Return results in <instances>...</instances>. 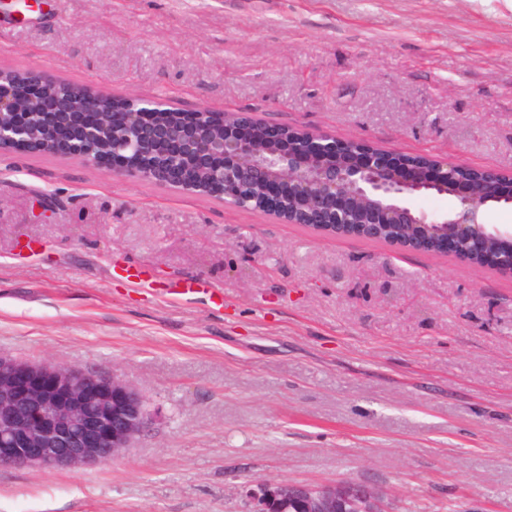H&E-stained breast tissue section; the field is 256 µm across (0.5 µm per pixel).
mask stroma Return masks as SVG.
<instances>
[{
    "mask_svg": "<svg viewBox=\"0 0 512 512\" xmlns=\"http://www.w3.org/2000/svg\"><path fill=\"white\" fill-rule=\"evenodd\" d=\"M0 67L512 169L505 0H8ZM196 279L223 307L168 300ZM1 355L120 375L157 416L108 463L0 467V512H249L256 480L512 512V278L449 255L1 152Z\"/></svg>",
    "mask_w": 512,
    "mask_h": 512,
    "instance_id": "1",
    "label": "stroma"
}]
</instances>
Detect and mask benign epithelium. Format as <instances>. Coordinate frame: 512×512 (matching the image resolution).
<instances>
[{"label": "benign epithelium", "instance_id": "benign-epithelium-1", "mask_svg": "<svg viewBox=\"0 0 512 512\" xmlns=\"http://www.w3.org/2000/svg\"><path fill=\"white\" fill-rule=\"evenodd\" d=\"M43 109L59 112L79 125L82 113L110 112L115 97L86 89L79 108L58 78L38 74ZM20 113L13 93L0 85V116ZM195 118L224 119V135L205 129H143L139 114L126 115L128 134L114 155L145 151L173 158L160 170L135 168L116 160L103 167L94 148L80 139L69 156L104 169L110 177H133L192 192L193 171L181 160L224 186V203H257L288 224L303 216L317 230L333 236L377 239L395 227L411 228L405 237L387 239L398 251L450 254L461 262L489 267L512 277V230L484 222L493 204L512 206V172L481 169L471 178L461 164L447 158L390 152L357 140H340L326 131L272 125L243 112H216L201 107ZM242 127L259 129L255 139L238 134ZM23 148L31 153L58 154L52 140L31 144L22 125L0 126V149ZM424 194L449 195L456 208L443 215L416 209L411 200ZM499 237L505 247H493ZM142 394L112 375L84 378V371L57 362L39 368L0 360V466L65 468L93 466L117 458L150 423ZM250 512H275L277 502L290 501L303 512H385L377 492L362 484L320 487L290 482L257 481L244 487Z\"/></svg>", "mask_w": 512, "mask_h": 512}]
</instances>
